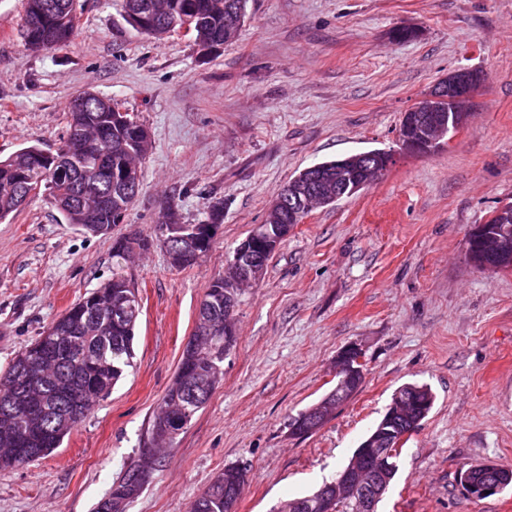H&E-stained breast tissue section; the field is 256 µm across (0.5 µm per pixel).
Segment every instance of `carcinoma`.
Segmentation results:
<instances>
[{"mask_svg": "<svg viewBox=\"0 0 512 512\" xmlns=\"http://www.w3.org/2000/svg\"><path fill=\"white\" fill-rule=\"evenodd\" d=\"M139 7L138 14L147 18V24L136 28L157 41L168 37L171 29L185 23L193 26L194 41L210 44L216 51L232 42L241 28L239 17L247 15L248 0H122ZM77 0H27L26 21L21 38L33 53L51 51L67 42L76 28L57 24L56 16L77 12ZM66 135L60 140L68 151V161L52 169L40 161L46 148L37 144L0 158V220L18 211L32 195L48 191L46 199L63 216L88 234L103 226H114L125 221L127 212L139 193L142 170H134V178L124 176L122 164L143 159L151 146L147 128L112 106V99L92 91L75 97L69 106ZM358 176L353 164L339 166L336 160L320 163L288 185L301 187L309 182L314 187L336 189V178L352 179ZM166 224H156L136 236L148 246L158 236L165 237L175 247L187 245L192 225L179 222L173 207L167 208ZM264 225L272 235V242L282 243L293 224L288 212H267ZM112 279L103 292L112 298V316H103L97 308L95 292H90L55 319L35 343L52 350L56 364L52 371L35 381L27 380L25 353L18 354L11 364L0 372V446L17 433L25 436L16 447V453L36 455L42 459L60 447L63 439L85 417L70 409L69 399L95 389L108 395L112 387L130 366L132 346L138 316L126 310L128 297L135 295L124 274L127 256L115 250ZM239 294L224 287V279L213 280L206 289L202 306L212 330L203 346L193 353H182L178 369L188 377L185 386L173 382L166 390L162 403L182 400L184 387H196L206 393V399L193 408L200 411L211 398L221 379L209 374L193 375L204 354L213 363H222L224 354L236 342L232 317ZM32 385V394L39 405L38 414L29 418L17 407V400L26 385ZM400 393L414 392L431 402L435 395L426 384L407 383ZM247 472L239 466H227L192 502L189 512H230L237 500H228L224 488L228 484L244 485ZM142 490L133 487L130 475L125 473L112 483L108 494L102 497L93 512H125L126 506L140 496ZM328 493L323 484L311 495L280 502L277 512H324L322 501Z\"/></svg>", "mask_w": 512, "mask_h": 512, "instance_id": "1", "label": "carcinoma"}]
</instances>
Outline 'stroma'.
I'll use <instances>...</instances> for the list:
<instances>
[{
    "label": "stroma",
    "instance_id": "1",
    "mask_svg": "<svg viewBox=\"0 0 512 512\" xmlns=\"http://www.w3.org/2000/svg\"><path fill=\"white\" fill-rule=\"evenodd\" d=\"M26 0H0V158L58 143L85 90L120 101L150 132L125 223L91 235L43 196L0 221V370L112 277L118 238L167 205L199 224L224 202L207 256L171 268L159 247L129 261L140 302L133 362L51 455L0 469V512H92L155 447L153 418L200 302L298 173L341 155L396 151L385 178L314 209L274 251L234 312L224 377L156 457L126 512H189L230 465L249 466L236 512H274L332 481L406 383L434 406L404 442L377 512H512V488L469 497V466L512 467V271L475 268L466 238L512 202V0H249L238 37L207 59L125 20L121 0H79L78 29L35 54ZM399 27L416 29L393 42ZM483 80L460 130L400 152L404 112L448 73ZM362 349L365 381L316 432L288 419L336 385L338 352Z\"/></svg>",
    "mask_w": 512,
    "mask_h": 512
}]
</instances>
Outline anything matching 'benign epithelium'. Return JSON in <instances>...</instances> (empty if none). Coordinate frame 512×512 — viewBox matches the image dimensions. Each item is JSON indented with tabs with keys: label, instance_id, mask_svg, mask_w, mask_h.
I'll use <instances>...</instances> for the list:
<instances>
[{
	"label": "benign epithelium",
	"instance_id": "obj_1",
	"mask_svg": "<svg viewBox=\"0 0 512 512\" xmlns=\"http://www.w3.org/2000/svg\"><path fill=\"white\" fill-rule=\"evenodd\" d=\"M482 79L477 70L459 69L448 74L430 92L420 97L414 106L405 112L399 129V145L401 151L411 154H424L448 136L450 126L448 119L441 111V103L448 102L455 106L456 111H468L473 94ZM394 162V153L386 151L363 163L358 180L352 191L366 188L382 179ZM325 203V198L313 192L305 195L295 194L288 199L285 193H279L272 201L270 209L278 210L288 206L295 223L299 224L305 214L313 208ZM512 223V208L506 204L498 207L490 219L476 224L470 230L468 240L483 256V266L486 269L499 270L502 262L512 251V236L504 225ZM218 231L216 224H202L196 230V235L189 242L188 249H172L166 240L157 242L165 250L172 265L178 266L188 257L189 250L195 249L207 242L209 237ZM267 232H253L241 245L232 260L227 263L230 273L224 279L235 283L254 282L261 279L266 268L265 253L269 251V243L265 242ZM335 373L338 375L336 395L329 396L314 405L307 414L305 423H299L291 428L298 436L308 435L317 430L327 419V412L334 406L346 402L348 388L352 380L365 376L363 357L360 349L349 347L339 353L336 358ZM423 407L425 402L415 396H395L389 406L383 422L372 438L356 451V458L367 462V466L357 474L347 471L335 482L329 484L330 498L325 507L327 512H333L335 497L346 490L357 489L358 484L365 485L362 489L363 512H374L377 501L387 491L385 474L392 469L390 453L385 451L393 441L402 440L407 432L396 425V416L403 415L412 406ZM483 475L479 479L470 478L464 474L460 483L466 493L473 498H485L501 489L499 467L492 464L482 466Z\"/></svg>",
	"mask_w": 512,
	"mask_h": 512
}]
</instances>
